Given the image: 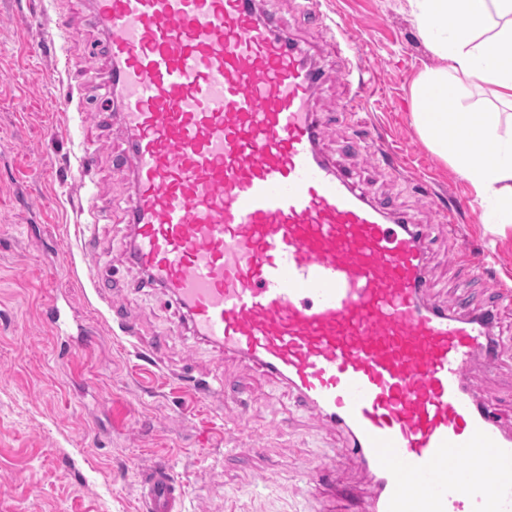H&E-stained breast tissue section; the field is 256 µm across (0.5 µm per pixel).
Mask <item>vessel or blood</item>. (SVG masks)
Wrapping results in <instances>:
<instances>
[{"instance_id": "obj_1", "label": "vessel or blood", "mask_w": 512, "mask_h": 512, "mask_svg": "<svg viewBox=\"0 0 512 512\" xmlns=\"http://www.w3.org/2000/svg\"><path fill=\"white\" fill-rule=\"evenodd\" d=\"M129 133V261L194 336L289 384L373 469L344 512H512V437L464 375L491 314L426 299L424 237L317 149L320 67L256 0H92ZM64 351L94 337L51 300ZM148 512H182L167 468Z\"/></svg>"}]
</instances>
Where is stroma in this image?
<instances>
[{
	"label": "stroma",
	"mask_w": 512,
	"mask_h": 512,
	"mask_svg": "<svg viewBox=\"0 0 512 512\" xmlns=\"http://www.w3.org/2000/svg\"><path fill=\"white\" fill-rule=\"evenodd\" d=\"M321 2L347 36L311 22L305 0L260 2L323 71L311 103L318 149L367 200L419 225L432 304L454 315L461 296L466 314L493 312L498 360L475 356L465 382L512 431V230L483 224L469 184L412 124L414 83L439 61L408 0ZM60 16L73 38H59ZM103 38L89 0H0V512H145L140 484L156 467L183 482L185 512H334L343 490L369 500L375 477L344 430L253 363L217 356L127 263L131 169L114 158L128 132L120 114H97L109 84ZM349 67L371 80L352 112L342 109ZM364 131L371 141L352 148ZM389 151L403 172L381 162ZM88 208L98 217L90 258L76 227ZM464 243L483 275L460 256ZM94 262L112 272L99 293ZM57 296L95 333L90 348L60 355L40 318ZM158 338L164 348L147 360ZM179 375L221 379L223 402L187 394Z\"/></svg>",
	"instance_id": "obj_1"
}]
</instances>
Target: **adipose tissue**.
Returning a JSON list of instances; mask_svg holds the SVG:
<instances>
[{
  "instance_id": "obj_1",
  "label": "adipose tissue",
  "mask_w": 512,
  "mask_h": 512,
  "mask_svg": "<svg viewBox=\"0 0 512 512\" xmlns=\"http://www.w3.org/2000/svg\"><path fill=\"white\" fill-rule=\"evenodd\" d=\"M422 39L441 60L415 81L413 124L471 185L485 223L512 228V0H409ZM489 86L503 106L475 112L465 83Z\"/></svg>"
}]
</instances>
